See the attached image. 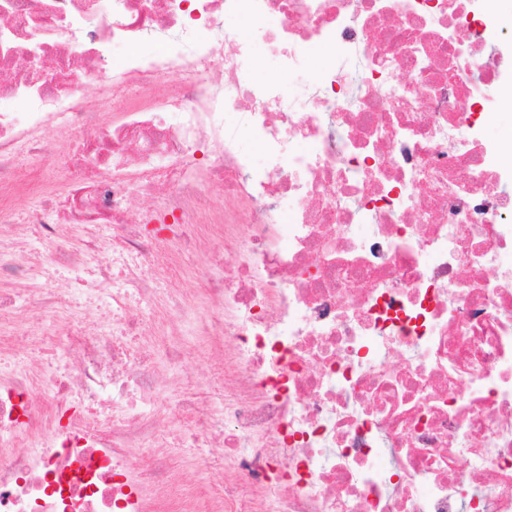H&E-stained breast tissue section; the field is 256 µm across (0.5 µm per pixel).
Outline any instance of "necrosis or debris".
I'll return each instance as SVG.
<instances>
[{
    "instance_id": "obj_1",
    "label": "necrosis or debris",
    "mask_w": 512,
    "mask_h": 512,
    "mask_svg": "<svg viewBox=\"0 0 512 512\" xmlns=\"http://www.w3.org/2000/svg\"><path fill=\"white\" fill-rule=\"evenodd\" d=\"M511 82L493 0H0V280L87 276L70 302L0 293V335L56 324L41 365L0 361V512H512V271L488 274L512 255V142L484 128ZM134 191L154 206L131 223ZM175 247L205 271L161 297ZM158 309L165 369L120 343Z\"/></svg>"
}]
</instances>
